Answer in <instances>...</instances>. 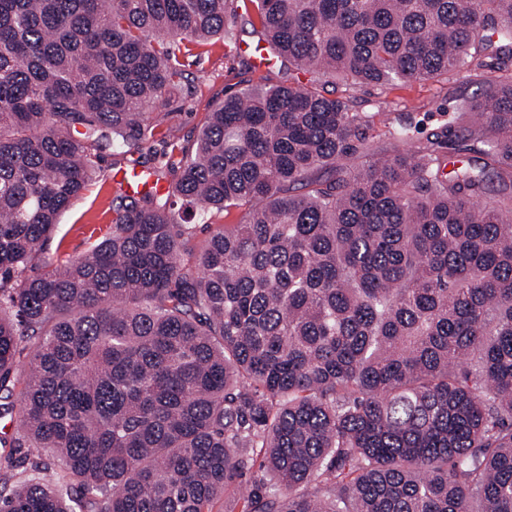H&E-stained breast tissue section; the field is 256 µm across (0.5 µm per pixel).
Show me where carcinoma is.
Wrapping results in <instances>:
<instances>
[{
	"mask_svg": "<svg viewBox=\"0 0 512 512\" xmlns=\"http://www.w3.org/2000/svg\"><path fill=\"white\" fill-rule=\"evenodd\" d=\"M270 50L351 88L512 62V0H250ZM227 0H0V403L49 448L0 512H512V77L439 143L345 174L373 116L315 85L224 98L195 155L116 189L36 269L100 153L152 140ZM181 208L170 206V199ZM232 209L190 248L186 217Z\"/></svg>",
	"mask_w": 512,
	"mask_h": 512,
	"instance_id": "1",
	"label": "carcinoma"
}]
</instances>
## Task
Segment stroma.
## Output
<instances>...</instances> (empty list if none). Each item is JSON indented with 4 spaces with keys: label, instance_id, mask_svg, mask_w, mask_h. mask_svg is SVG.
<instances>
[{
    "label": "stroma",
    "instance_id": "1",
    "mask_svg": "<svg viewBox=\"0 0 512 512\" xmlns=\"http://www.w3.org/2000/svg\"><path fill=\"white\" fill-rule=\"evenodd\" d=\"M227 14L229 37L193 48L190 55L185 56L179 102L157 128L154 139L121 159L112 153H103L99 182L91 193L61 216L45 244L43 260L54 264L66 262L85 253L108 233L116 161L128 165L139 160L153 167L164 163L173 147L194 152L198 131L206 124L209 112L226 95L248 86L276 85L297 78L306 84L315 81V74H297L284 62L257 69L245 51L246 46L258 44L262 38L253 5L250 0H228ZM486 79V73L479 72L449 79L415 81L388 89L364 87L356 91L353 109L369 113L376 111L379 101H388L391 114L411 113L415 139L422 144L446 122L443 110L448 102L460 104L482 92L486 88Z\"/></svg>",
    "mask_w": 512,
    "mask_h": 512
}]
</instances>
